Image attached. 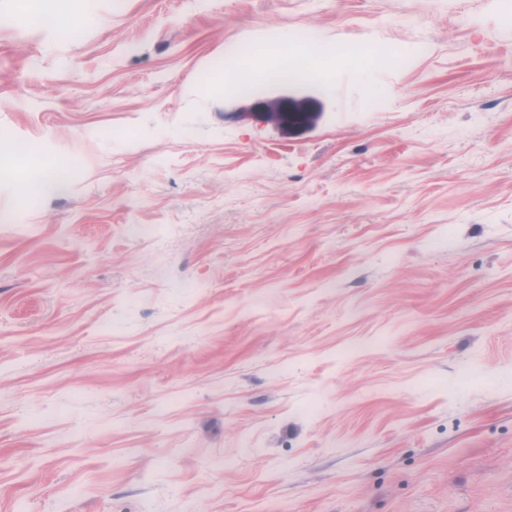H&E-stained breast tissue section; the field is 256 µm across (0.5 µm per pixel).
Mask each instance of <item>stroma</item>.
I'll list each match as a JSON object with an SVG mask.
<instances>
[{
	"instance_id": "stroma-1",
	"label": "stroma",
	"mask_w": 512,
	"mask_h": 512,
	"mask_svg": "<svg viewBox=\"0 0 512 512\" xmlns=\"http://www.w3.org/2000/svg\"><path fill=\"white\" fill-rule=\"evenodd\" d=\"M48 2L0 0V512H512L496 0ZM302 30L405 62L225 85Z\"/></svg>"
}]
</instances>
